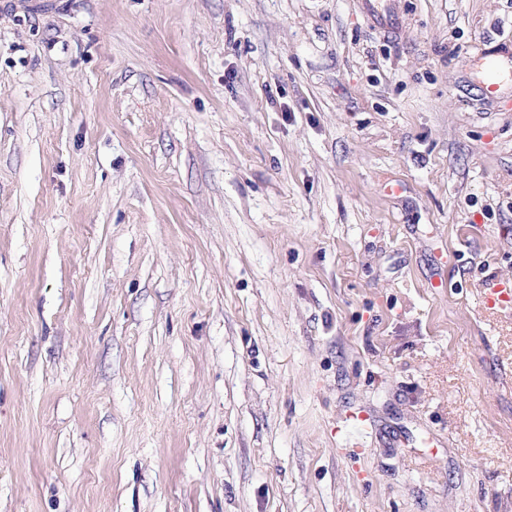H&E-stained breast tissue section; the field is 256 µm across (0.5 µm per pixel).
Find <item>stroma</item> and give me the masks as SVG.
Here are the masks:
<instances>
[{
    "label": "stroma",
    "instance_id": "stroma-1",
    "mask_svg": "<svg viewBox=\"0 0 512 512\" xmlns=\"http://www.w3.org/2000/svg\"><path fill=\"white\" fill-rule=\"evenodd\" d=\"M0 0V512H512V0ZM363 12L372 24L388 31L395 29L396 14L391 1L361 0ZM482 69L493 74L490 79L483 80V90L489 95H494L500 90L504 79L512 78V58H502L495 53H490L485 56ZM486 302L501 308L510 315L512 309V280H495L490 288H487Z\"/></svg>",
    "mask_w": 512,
    "mask_h": 512
}]
</instances>
